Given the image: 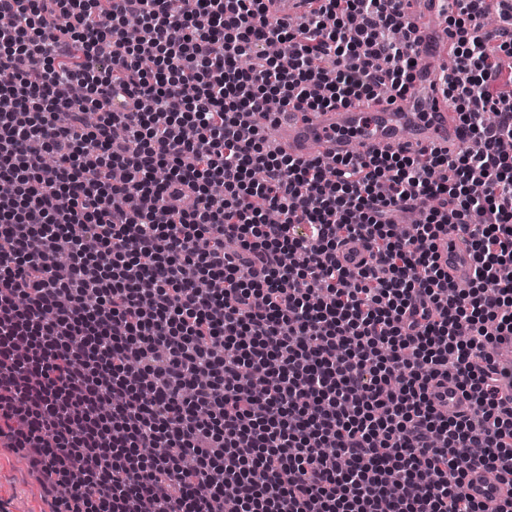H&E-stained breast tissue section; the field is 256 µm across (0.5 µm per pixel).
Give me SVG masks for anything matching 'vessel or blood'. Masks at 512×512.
I'll return each mask as SVG.
<instances>
[{
	"label": "vessel or blood",
	"instance_id": "obj_1",
	"mask_svg": "<svg viewBox=\"0 0 512 512\" xmlns=\"http://www.w3.org/2000/svg\"><path fill=\"white\" fill-rule=\"evenodd\" d=\"M402 7L414 26L422 54H439L445 40L442 19L448 11L446 0H403ZM428 145L453 151L470 148L472 142L451 118L439 90L437 71L421 67L412 89L394 101L296 113L288 121L281 149L293 157L313 154L328 160ZM468 242V234L459 232L439 246L449 277L458 282L465 280L472 265ZM474 494L493 507L512 494V485L485 477L475 483Z\"/></svg>",
	"mask_w": 512,
	"mask_h": 512
}]
</instances>
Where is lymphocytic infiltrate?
I'll return each mask as SVG.
<instances>
[{"instance_id": "1", "label": "lymphocytic infiltrate", "mask_w": 512, "mask_h": 512, "mask_svg": "<svg viewBox=\"0 0 512 512\" xmlns=\"http://www.w3.org/2000/svg\"><path fill=\"white\" fill-rule=\"evenodd\" d=\"M307 2L0 0V440L56 512H486L468 475L512 477V38L453 0L441 93L478 149L330 181L259 119L406 94L418 49L391 0ZM469 238L466 233H455L439 246L440 261L444 266L448 263V276L456 282L466 279V273L472 265Z\"/></svg>"}]
</instances>
